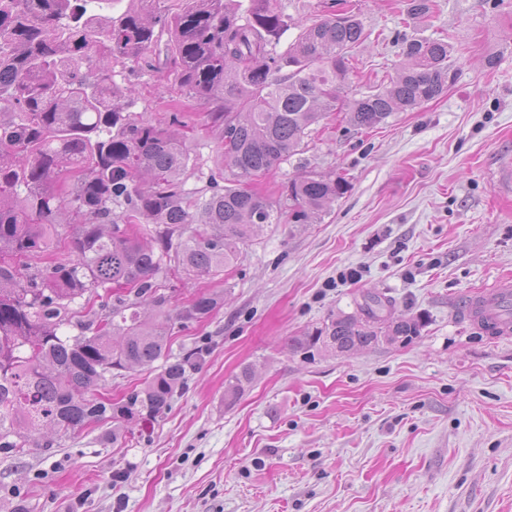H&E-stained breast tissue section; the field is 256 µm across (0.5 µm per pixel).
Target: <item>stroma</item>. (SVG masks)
Listing matches in <instances>:
<instances>
[{"mask_svg": "<svg viewBox=\"0 0 512 512\" xmlns=\"http://www.w3.org/2000/svg\"><path fill=\"white\" fill-rule=\"evenodd\" d=\"M366 41L348 92L390 87L405 41L443 38L455 77L421 108L361 130L332 114L302 150L251 186L278 200L297 168L343 176L346 193L306 224H264L216 278L175 271L173 314L197 292L224 301L175 324L170 350L205 358L153 424L126 447L112 426L38 435L0 449V512H512V337L489 340L460 313L464 297L512 276V194L493 174L512 159V0H350ZM169 63L115 76L130 112L179 130L194 160L184 188L204 196L219 139L204 105L170 89ZM355 269L360 277L343 279ZM423 317L407 344L303 361L288 339L364 294ZM254 377L234 402L226 382Z\"/></svg>", "mask_w": 512, "mask_h": 512, "instance_id": "obj_1", "label": "stroma"}]
</instances>
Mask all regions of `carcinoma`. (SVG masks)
I'll use <instances>...</instances> for the list:
<instances>
[{"label":"carcinoma","instance_id":"obj_1","mask_svg":"<svg viewBox=\"0 0 512 512\" xmlns=\"http://www.w3.org/2000/svg\"><path fill=\"white\" fill-rule=\"evenodd\" d=\"M103 0H0V448L39 446L32 433H74L112 423V446L128 424L150 422L170 405L187 373L204 360L195 349L168 352L171 323L148 319L171 264L188 276L218 277L238 260L253 228L305 224L341 197L344 177L296 173L275 202L248 187L297 154L311 126L343 112L374 128L447 92L451 45L442 38L405 42L406 63L391 87L346 91L348 54L366 40L349 7L290 28L277 0H129L103 15ZM171 86L208 106L218 130L220 167L209 195L185 193L193 168L182 137L126 111L134 89H120L116 67L137 64L163 35ZM121 208L116 213L113 207ZM75 225L67 255L52 254L59 228ZM103 289L112 320L72 323L70 305ZM113 302H108V299ZM222 301L199 294L180 310L188 322ZM362 317L329 316L289 340L306 361L353 353L420 335L419 317L392 316L390 298L369 292ZM76 336H60L63 325ZM157 369L139 389L107 404L96 392L112 371ZM253 379L245 366L225 385L232 403Z\"/></svg>","mask_w":512,"mask_h":512}]
</instances>
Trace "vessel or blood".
I'll return each mask as SVG.
<instances>
[{
  "label": "vessel or blood",
  "instance_id": "vessel-or-blood-1",
  "mask_svg": "<svg viewBox=\"0 0 512 512\" xmlns=\"http://www.w3.org/2000/svg\"><path fill=\"white\" fill-rule=\"evenodd\" d=\"M461 311L483 325L491 340L512 336V279H499L489 294L468 297Z\"/></svg>",
  "mask_w": 512,
  "mask_h": 512
}]
</instances>
